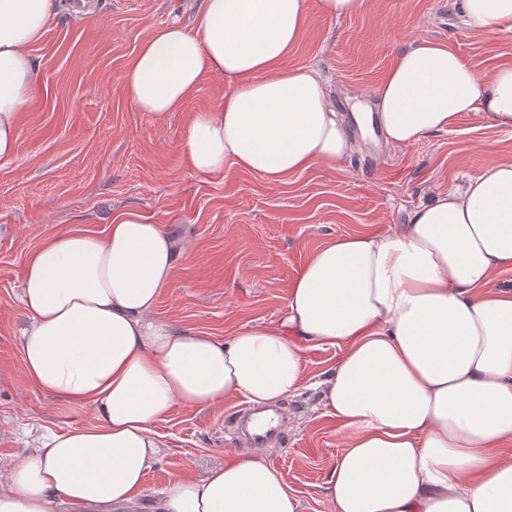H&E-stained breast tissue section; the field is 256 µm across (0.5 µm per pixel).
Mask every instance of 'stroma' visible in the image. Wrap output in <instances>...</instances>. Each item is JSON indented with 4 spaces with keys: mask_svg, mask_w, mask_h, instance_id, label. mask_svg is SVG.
Returning <instances> with one entry per match:
<instances>
[{
    "mask_svg": "<svg viewBox=\"0 0 512 512\" xmlns=\"http://www.w3.org/2000/svg\"><path fill=\"white\" fill-rule=\"evenodd\" d=\"M198 5L87 0L81 7L57 0L44 38L31 49L39 64L36 91L20 118L15 155L0 161V481L44 435L95 420L91 408H61L21 369L26 259L51 236L75 226L99 233L129 212L161 225L182 252L156 317L224 341L278 326L298 271L331 239L396 230L417 206L478 176L489 162L512 160V129L464 112L449 130L408 148L353 134V150L338 168L315 165L285 183L229 162L223 175L199 174L182 134L196 113L223 99V76L203 75L181 110L162 120L137 111L120 84L152 32L174 21L192 26ZM306 9L287 64L315 68L346 119L353 103L373 101L398 52L424 39L449 44L481 72L512 66V31L472 32L455 0H374L354 17L323 15L319 0H306ZM303 354L304 380L280 404L288 439L262 454L303 512H336L324 481L345 432L328 414L321 384L340 351L308 343ZM246 404L238 395L211 407L178 404L156 422L163 449L131 512H154L171 477H199L244 454L229 421Z\"/></svg>",
    "mask_w": 512,
    "mask_h": 512,
    "instance_id": "stroma-1",
    "label": "stroma"
}]
</instances>
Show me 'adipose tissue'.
Segmentation results:
<instances>
[{
  "label": "adipose tissue",
  "instance_id": "ef3b65f1",
  "mask_svg": "<svg viewBox=\"0 0 512 512\" xmlns=\"http://www.w3.org/2000/svg\"><path fill=\"white\" fill-rule=\"evenodd\" d=\"M475 33L512 31V0H457ZM55 0H0V161L13 157L20 115ZM305 0H201L192 28L170 24L139 48L120 81L135 109L162 119L204 74L230 90L197 113L182 146L192 168L225 160L284 182L353 150L318 75L287 67ZM373 110L387 141L409 147L473 113L512 127V66L480 72L430 41L403 49ZM180 248L160 225L127 214L97 235L54 236L26 261L21 302L30 325L24 374L96 421L49 435L9 471L0 512L127 507L161 446L154 431L175 405L241 395L263 407L300 386L302 341L339 347L323 398L347 433L324 486L337 512H512V161L416 207L384 234L343 236L314 251L295 278L278 328L229 341L175 329L155 307ZM162 512H301L261 455L200 478L170 480Z\"/></svg>",
  "mask_w": 512,
  "mask_h": 512
}]
</instances>
